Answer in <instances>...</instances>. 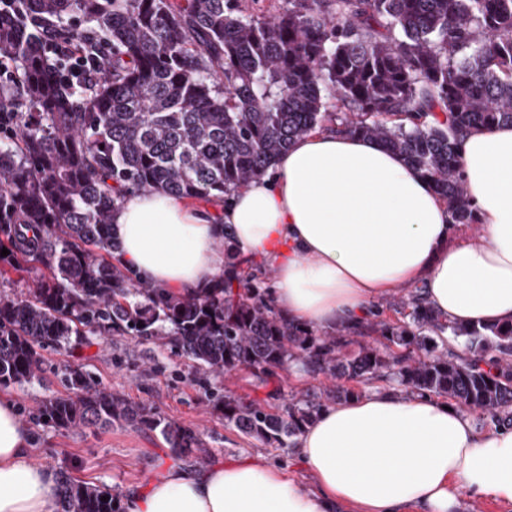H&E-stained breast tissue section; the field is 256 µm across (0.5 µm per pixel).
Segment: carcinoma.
Wrapping results in <instances>:
<instances>
[{"label": "carcinoma", "instance_id": "1", "mask_svg": "<svg viewBox=\"0 0 512 512\" xmlns=\"http://www.w3.org/2000/svg\"><path fill=\"white\" fill-rule=\"evenodd\" d=\"M278 2L260 17L242 0H22L0 20V63L14 74L0 103L15 115L0 128V235L11 243L0 279L34 263L48 271L25 294L0 291V388L41 380L48 347L162 335L205 372L247 370L266 386L296 363L329 378L311 399L286 401L279 388L217 397L227 426L276 448L296 447L322 410L374 380L443 397L481 426L512 419V324L451 323L415 290L394 301L397 323L366 316L318 332L281 316L227 248L224 277L188 296L101 255L117 249L123 192L221 197L327 126L400 154L446 203L448 223H478L460 134L512 123V0ZM49 42L102 46L101 76L64 75ZM450 336L462 351L448 349ZM65 387L41 401L40 421L65 431L125 421L160 430L178 456L193 451L191 430L81 367ZM59 504L120 512L111 493L65 472Z\"/></svg>", "mask_w": 512, "mask_h": 512}]
</instances>
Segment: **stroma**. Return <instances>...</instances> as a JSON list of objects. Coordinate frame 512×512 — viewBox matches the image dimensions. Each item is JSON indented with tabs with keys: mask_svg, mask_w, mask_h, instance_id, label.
<instances>
[{
	"mask_svg": "<svg viewBox=\"0 0 512 512\" xmlns=\"http://www.w3.org/2000/svg\"><path fill=\"white\" fill-rule=\"evenodd\" d=\"M43 358L42 382L14 385L7 392L15 396L21 420L32 430L46 462L57 471L120 498L129 486H146L165 464L202 467L250 457L288 470L304 489L316 488L313 477L300 465L297 449L267 447L225 426L212 393L228 389L244 399L265 394L247 371L224 378L196 369L191 360L160 342L129 336H93L84 344L47 348ZM75 366L128 401L147 405L161 418L193 430L199 451L175 455L159 432L126 422L69 431L39 423V401L63 391L64 373Z\"/></svg>",
	"mask_w": 512,
	"mask_h": 512,
	"instance_id": "stroma-1",
	"label": "stroma"
}]
</instances>
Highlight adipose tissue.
Wrapping results in <instances>:
<instances>
[{"label":"adipose tissue","instance_id":"obj_1","mask_svg":"<svg viewBox=\"0 0 512 512\" xmlns=\"http://www.w3.org/2000/svg\"><path fill=\"white\" fill-rule=\"evenodd\" d=\"M461 166L481 233L449 223L431 183L378 141L317 130L266 175L201 208L163 191L127 193L113 215L115 261L156 288L194 294L241 261L275 271V308L330 330L417 284L449 321L512 322V126L465 133ZM299 456L319 491L257 458L165 467L129 486L126 512H459L462 495L512 507V424L480 429L437 397L376 388L325 408ZM58 475L14 400L0 396V512H55Z\"/></svg>","mask_w":512,"mask_h":512}]
</instances>
